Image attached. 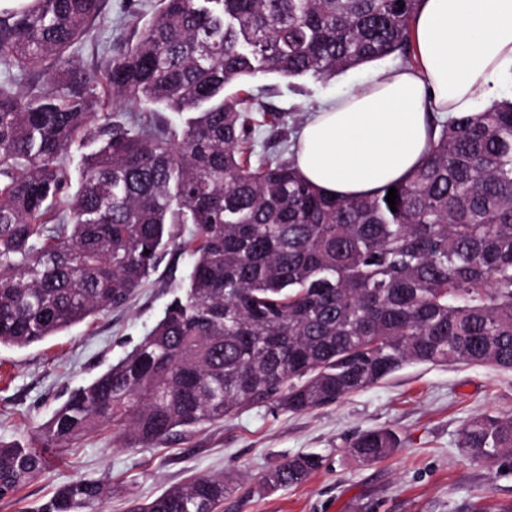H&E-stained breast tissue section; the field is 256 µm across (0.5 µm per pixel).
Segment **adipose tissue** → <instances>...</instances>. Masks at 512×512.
I'll list each match as a JSON object with an SVG mask.
<instances>
[{
	"label": "adipose tissue",
	"mask_w": 512,
	"mask_h": 512,
	"mask_svg": "<svg viewBox=\"0 0 512 512\" xmlns=\"http://www.w3.org/2000/svg\"><path fill=\"white\" fill-rule=\"evenodd\" d=\"M418 64L381 71L312 111L294 164L336 197L405 180L434 139L432 114H478L512 86V0H421Z\"/></svg>",
	"instance_id": "adipose-tissue-1"
}]
</instances>
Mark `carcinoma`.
I'll return each mask as SVG.
<instances>
[{
  "label": "carcinoma",
  "mask_w": 512,
  "mask_h": 512,
  "mask_svg": "<svg viewBox=\"0 0 512 512\" xmlns=\"http://www.w3.org/2000/svg\"><path fill=\"white\" fill-rule=\"evenodd\" d=\"M149 21L87 71L73 48L112 24L105 0L0 7V346L26 348L124 307L174 228L192 265L179 294L120 362L68 398L30 442L0 441V502L50 457L110 431L127 448L222 421L244 406H332L408 364L512 370V98L441 119L425 161L366 197L324 193L288 146L256 154L266 126L224 89L266 74L324 80L415 59L420 0H159ZM57 70L59 83L39 85ZM24 81L27 90L14 84ZM137 108L112 113L97 88ZM190 112L175 125L165 112ZM76 191L64 164L75 138ZM385 429L349 446L378 463ZM470 461L512 458V413L460 429ZM315 454L262 477L278 490L319 469ZM224 475H199L130 512H222ZM112 483L76 479L20 512H105Z\"/></svg>",
  "instance_id": "carcinoma-1"
}]
</instances>
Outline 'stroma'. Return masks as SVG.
<instances>
[{"mask_svg": "<svg viewBox=\"0 0 512 512\" xmlns=\"http://www.w3.org/2000/svg\"><path fill=\"white\" fill-rule=\"evenodd\" d=\"M401 65L390 56L326 82L269 74L245 88L260 105L279 112L296 134L325 101ZM189 236V229H179L177 243L126 308L27 348L0 346V441L34 433L71 389L123 359L152 329L191 268L180 245ZM488 412H512L511 370L411 365L331 407L291 414L248 406L224 422L153 448H122L110 434L92 435L20 495L30 507L68 481L108 478V512H128L132 502L221 472L232 481L224 512H477L512 505V458L487 468L467 460L457 447L460 428ZM368 429L395 433L398 452L373 465L353 457L350 444ZM306 453L321 456L323 464L304 483L263 489L261 478L272 466Z\"/></svg>", "mask_w": 512, "mask_h": 512, "instance_id": "1", "label": "stroma"}]
</instances>
